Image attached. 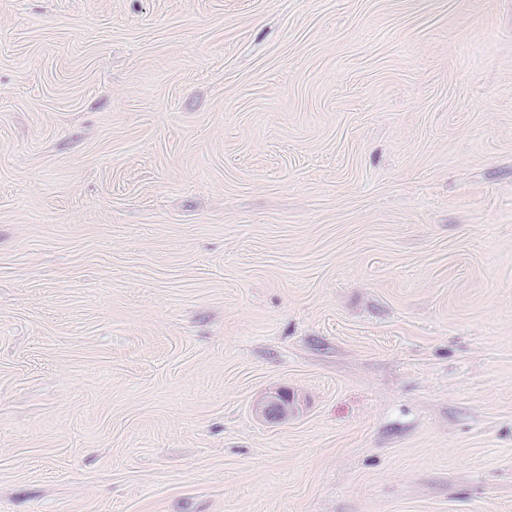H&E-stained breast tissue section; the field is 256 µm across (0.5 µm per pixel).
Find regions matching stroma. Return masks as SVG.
Segmentation results:
<instances>
[{
    "label": "stroma",
    "instance_id": "35a3bbf8",
    "mask_svg": "<svg viewBox=\"0 0 512 512\" xmlns=\"http://www.w3.org/2000/svg\"><path fill=\"white\" fill-rule=\"evenodd\" d=\"M0 512H512V0H0ZM294 397L288 389L279 388L270 391L255 405V413L268 423L281 422L294 412Z\"/></svg>",
    "mask_w": 512,
    "mask_h": 512
}]
</instances>
